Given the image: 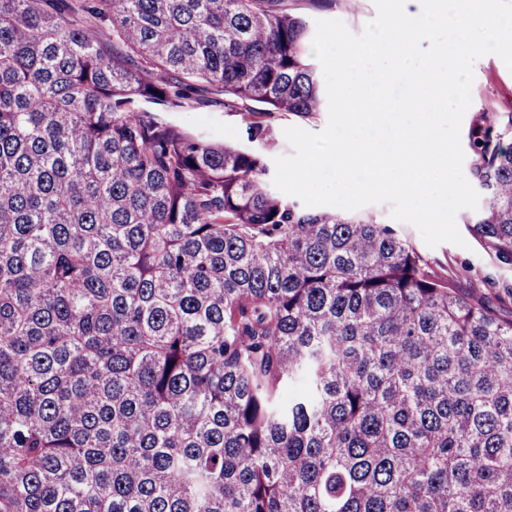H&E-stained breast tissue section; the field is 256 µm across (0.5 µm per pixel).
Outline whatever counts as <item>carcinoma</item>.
Here are the masks:
<instances>
[{"label":"carcinoma","instance_id":"cac0c4a2","mask_svg":"<svg viewBox=\"0 0 512 512\" xmlns=\"http://www.w3.org/2000/svg\"><path fill=\"white\" fill-rule=\"evenodd\" d=\"M287 0H0V512H512V319L163 121L322 109ZM473 235L512 261V112Z\"/></svg>","mask_w":512,"mask_h":512}]
</instances>
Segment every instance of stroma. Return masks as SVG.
Listing matches in <instances>:
<instances>
[{"label": "stroma", "mask_w": 512, "mask_h": 512, "mask_svg": "<svg viewBox=\"0 0 512 512\" xmlns=\"http://www.w3.org/2000/svg\"><path fill=\"white\" fill-rule=\"evenodd\" d=\"M289 9L304 16L309 22L320 19L342 20L353 34H361L367 22L375 18L377 10L374 0H357L354 9H347L343 0H323L313 4L312 0H288ZM475 80L472 87V109L466 112L461 126V145L466 163H473L475 155L471 148V134L481 125L485 112H512V70L494 59H486L474 66ZM200 104L185 112L163 113V120L182 126L203 139L225 143L236 147L247 146L246 123L242 113L224 106V91L221 87L201 85L198 91ZM328 121L327 112L313 113L307 117L279 113L271 121L272 140L261 145L260 151L266 165H273L276 157L291 154L283 130L298 126L317 133ZM351 218L385 224L406 238L416 251L440 276L447 279L457 292L481 301L493 308L502 318H512V262H504L490 256L468 229L474 218L471 209L460 210L456 224L465 240L464 246L443 243L429 247L418 230L407 223L393 220L386 204L368 205L351 211Z\"/></svg>", "instance_id": "1"}]
</instances>
